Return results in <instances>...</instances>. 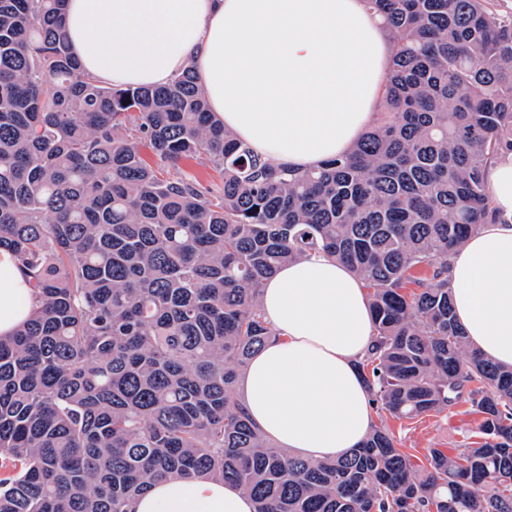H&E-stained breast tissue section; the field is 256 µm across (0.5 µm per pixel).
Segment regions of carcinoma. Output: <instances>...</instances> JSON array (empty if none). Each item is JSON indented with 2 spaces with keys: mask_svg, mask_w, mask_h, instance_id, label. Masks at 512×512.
Instances as JSON below:
<instances>
[{
  "mask_svg": "<svg viewBox=\"0 0 512 512\" xmlns=\"http://www.w3.org/2000/svg\"><path fill=\"white\" fill-rule=\"evenodd\" d=\"M367 2L394 44L380 117L297 173L226 131L192 68L104 84L69 51L65 0H0V248L36 295L0 336V512H132L173 477L234 482L256 512H512V369L470 348L449 280L512 153V15ZM199 155L217 197L180 173ZM316 252L369 290L374 403L415 419L465 395L481 441L417 467L380 426L313 461L252 424L235 393L271 336L263 282Z\"/></svg>",
  "mask_w": 512,
  "mask_h": 512,
  "instance_id": "carcinoma-1",
  "label": "carcinoma"
}]
</instances>
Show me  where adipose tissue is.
<instances>
[{
  "mask_svg": "<svg viewBox=\"0 0 512 512\" xmlns=\"http://www.w3.org/2000/svg\"><path fill=\"white\" fill-rule=\"evenodd\" d=\"M70 48L115 87H157L193 67L225 130L276 168L346 154L372 123L392 43L365 0H66ZM496 222L451 255L454 315L471 347L512 368V154L486 171ZM33 291L0 250V335L28 318ZM260 307L272 335L236 396L273 443L310 460L358 447L376 410L359 363L375 327L361 277L315 253L279 268ZM134 512H255L231 482L154 483Z\"/></svg>",
  "mask_w": 512,
  "mask_h": 512,
  "instance_id": "obj_1",
  "label": "adipose tissue"
}]
</instances>
